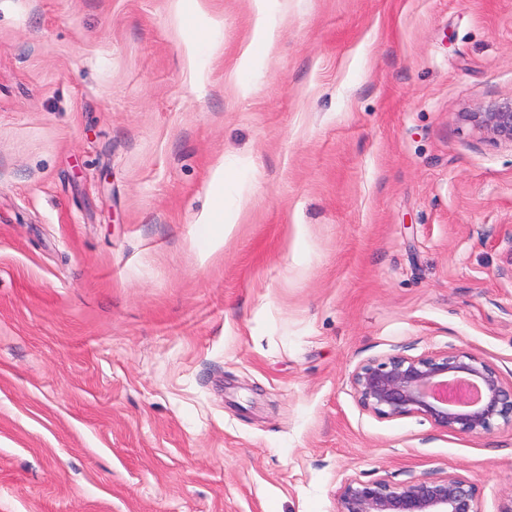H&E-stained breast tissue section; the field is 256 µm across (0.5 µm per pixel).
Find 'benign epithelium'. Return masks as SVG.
I'll use <instances>...</instances> for the list:
<instances>
[{
  "instance_id": "obj_1",
  "label": "benign epithelium",
  "mask_w": 512,
  "mask_h": 512,
  "mask_svg": "<svg viewBox=\"0 0 512 512\" xmlns=\"http://www.w3.org/2000/svg\"><path fill=\"white\" fill-rule=\"evenodd\" d=\"M461 119L512 146V97L463 112ZM351 386L361 406L381 418L419 414L470 437L483 435L497 419L512 424V381L467 352L373 360L355 369ZM337 512H481L480 492L454 473L405 484L354 479L340 491Z\"/></svg>"
}]
</instances>
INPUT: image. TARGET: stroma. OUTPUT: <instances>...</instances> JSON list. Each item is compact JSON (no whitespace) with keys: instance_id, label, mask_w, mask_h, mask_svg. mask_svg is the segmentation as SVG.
<instances>
[{"instance_id":"obj_1","label":"stroma","mask_w":512,"mask_h":512,"mask_svg":"<svg viewBox=\"0 0 512 512\" xmlns=\"http://www.w3.org/2000/svg\"><path fill=\"white\" fill-rule=\"evenodd\" d=\"M0 0V512H336L448 472L512 503V425L364 410L363 363L512 378V0ZM224 200V235L205 221ZM462 121L491 139L512 147V97L489 102L475 112H465Z\"/></svg>"}]
</instances>
